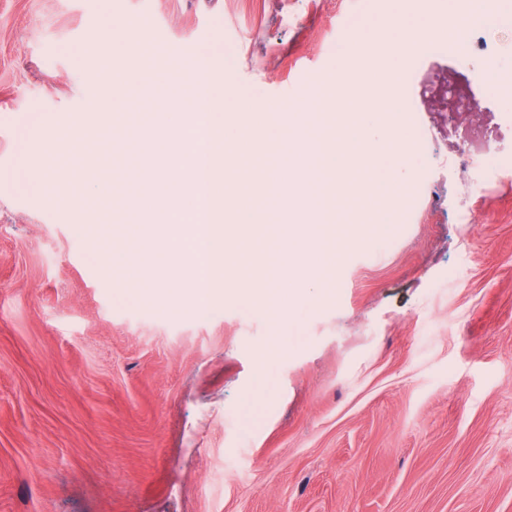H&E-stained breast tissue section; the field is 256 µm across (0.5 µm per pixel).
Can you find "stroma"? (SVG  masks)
<instances>
[{"label":"stroma","instance_id":"35a3bbf8","mask_svg":"<svg viewBox=\"0 0 512 512\" xmlns=\"http://www.w3.org/2000/svg\"><path fill=\"white\" fill-rule=\"evenodd\" d=\"M359 0H0V512H512V169L476 187L456 166L486 99L433 104L450 55L411 72L405 167L379 145L349 174L370 209L379 177L402 211L337 246L335 291L275 329L257 302L197 310L159 274L147 302L107 275L87 200L103 182L59 168L82 205L50 204L32 145L91 133L126 102L100 81L126 23L160 49L129 82L166 87L210 65L224 120L311 111L344 82L330 48ZM110 40H102V32Z\"/></svg>","mask_w":512,"mask_h":512}]
</instances>
